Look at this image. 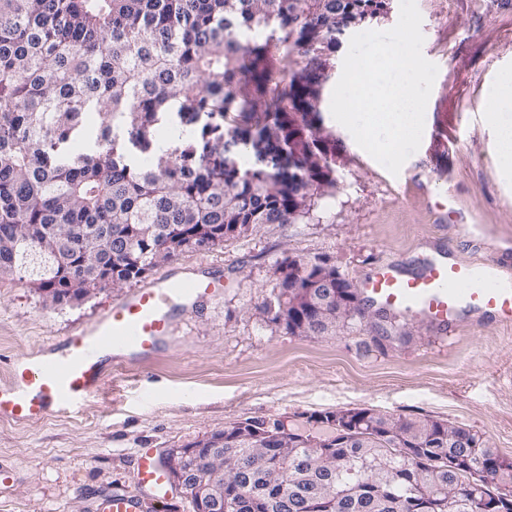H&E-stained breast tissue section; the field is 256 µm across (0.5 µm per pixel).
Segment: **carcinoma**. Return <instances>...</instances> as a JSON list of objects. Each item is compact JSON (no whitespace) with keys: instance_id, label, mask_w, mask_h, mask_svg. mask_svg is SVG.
Segmentation results:
<instances>
[{"instance_id":"cac0c4a2","label":"carcinoma","mask_w":512,"mask_h":512,"mask_svg":"<svg viewBox=\"0 0 512 512\" xmlns=\"http://www.w3.org/2000/svg\"><path fill=\"white\" fill-rule=\"evenodd\" d=\"M389 0H0V277L57 298L122 288L181 252L291 224L336 192V135L318 110L348 30ZM288 70L281 69L282 62ZM99 133L86 150L84 117ZM193 128L159 147L156 128ZM300 293L264 302L290 329ZM364 309L335 332L363 330ZM320 497L298 471L315 448H232L233 512H512V458L489 439L435 438L411 457L334 439Z\"/></svg>"}]
</instances>
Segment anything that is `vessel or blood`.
I'll return each instance as SVG.
<instances>
[{"mask_svg": "<svg viewBox=\"0 0 512 512\" xmlns=\"http://www.w3.org/2000/svg\"><path fill=\"white\" fill-rule=\"evenodd\" d=\"M358 290L380 309L439 328L466 313L512 318V273L494 260L458 263L426 254L416 273L408 275L399 265L386 263L362 278ZM223 293V279L206 275L169 276L134 289L102 318L48 347L40 358L14 361L8 384L0 386V420L31 422L78 408L101 386L102 352L148 359L175 336L177 309ZM136 478L144 497L112 495L103 502V512H143L145 498L169 499L167 475L151 452L139 453Z\"/></svg>", "mask_w": 512, "mask_h": 512, "instance_id": "obj_1", "label": "vessel or blood"}]
</instances>
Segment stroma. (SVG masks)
Wrapping results in <instances>:
<instances>
[{"label": "stroma", "mask_w": 512, "mask_h": 512, "mask_svg": "<svg viewBox=\"0 0 512 512\" xmlns=\"http://www.w3.org/2000/svg\"><path fill=\"white\" fill-rule=\"evenodd\" d=\"M423 56L438 67L419 149L391 174L321 106L336 151L335 196L316 198L294 224H263L214 249L183 252L147 274L215 272L224 294L181 311L174 347L147 365L109 368L105 384L73 414L0 422V512H99L112 492L137 493L134 455L163 457L234 421L286 419L339 409L431 416L490 439L512 457V321L466 318L452 331L410 318L407 340L378 352L368 332L384 323L370 308L366 329L339 336L292 335L263 303L286 257L323 256L351 281L393 262L415 273L423 252L460 262L500 256L512 243V179L502 173L487 102L512 69V0H416ZM463 219L442 223L445 192ZM471 224L486 225L474 239ZM129 288L81 303L49 305L25 283L0 278V382L10 360L35 355L98 320Z\"/></svg>", "instance_id": "35a3bbf8"}]
</instances>
